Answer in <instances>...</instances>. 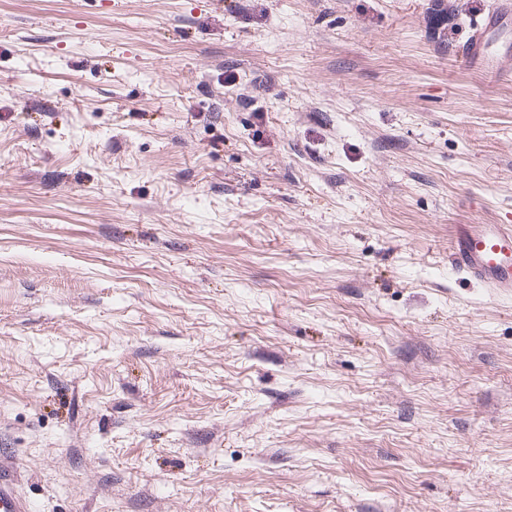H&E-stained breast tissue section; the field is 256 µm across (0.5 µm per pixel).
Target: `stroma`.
I'll return each instance as SVG.
<instances>
[{
	"mask_svg": "<svg viewBox=\"0 0 512 512\" xmlns=\"http://www.w3.org/2000/svg\"><path fill=\"white\" fill-rule=\"evenodd\" d=\"M492 0H0V454L34 512H512ZM493 10L480 13L470 24V34L459 48V56L471 68L482 73L493 74L496 78L505 77L507 70L500 66L501 61L511 54L512 2L500 0ZM451 240L455 273L493 297H512V224H454Z\"/></svg>",
	"mask_w": 512,
	"mask_h": 512,
	"instance_id": "stroma-1",
	"label": "stroma"
}]
</instances>
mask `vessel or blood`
Returning a JSON list of instances; mask_svg holds the SVG:
<instances>
[{
  "mask_svg": "<svg viewBox=\"0 0 512 512\" xmlns=\"http://www.w3.org/2000/svg\"><path fill=\"white\" fill-rule=\"evenodd\" d=\"M459 55L471 68L505 77L501 62L512 55V0H500L480 13ZM449 262L462 278L479 283L497 298L512 297V224H455L451 227ZM17 470L8 457L0 458V512H31L16 491Z\"/></svg>",
  "mask_w": 512,
  "mask_h": 512,
  "instance_id": "obj_1",
  "label": "vessel or blood"
}]
</instances>
